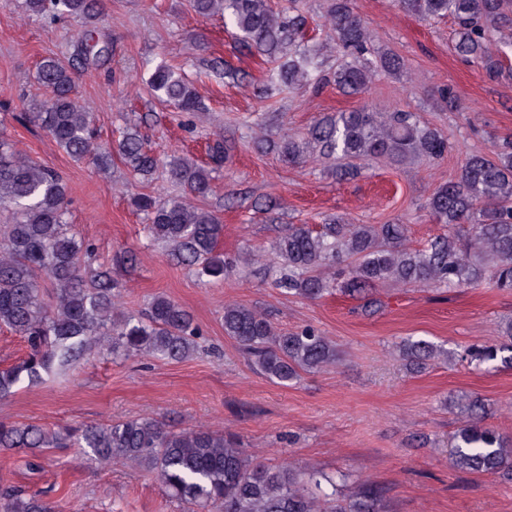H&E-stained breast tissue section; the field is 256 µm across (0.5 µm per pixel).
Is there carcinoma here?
Here are the masks:
<instances>
[{
  "instance_id": "1",
  "label": "carcinoma",
  "mask_w": 512,
  "mask_h": 512,
  "mask_svg": "<svg viewBox=\"0 0 512 512\" xmlns=\"http://www.w3.org/2000/svg\"><path fill=\"white\" fill-rule=\"evenodd\" d=\"M399 7L423 20L451 18L454 49L464 61L476 62L491 80L502 75L503 63L489 52L494 33L512 27V0H397ZM25 12L45 23L61 18L79 21L76 50L70 67L53 58L39 65L38 79L51 96L33 112L16 120L45 130L57 146L77 160L101 169L119 157L141 178L151 175L158 159L133 127L109 146L96 143L93 116L75 97L79 72L110 54L96 38L106 0H23ZM202 17L224 16V25L248 49L267 56L262 92L267 98L305 83L319 87L333 81L349 95L365 91L378 75L397 76L403 57L391 50L374 51L364 21L351 0H328L327 21L336 38L340 62L324 73L312 50L301 44L305 19L278 13L268 0H193ZM153 95L182 112H198L203 104L195 89L170 65H157L148 77ZM289 161L310 148L343 161L342 177L355 175L357 161L383 158L393 165L415 160L441 161L455 150L453 142L421 121L415 112H371L355 108L324 117L310 128L305 141H265ZM169 180L192 196L212 191V170L192 158L168 163ZM0 203L14 208V219L0 224V326L21 336L29 353L19 363L0 369V397L23 380L37 382L56 370L66 371L104 348L126 355L150 353L161 360L182 361L196 351L197 327L182 305L154 296L138 317L113 314L120 284L112 271L93 263V248L78 239L67 224L66 183L52 168L34 163L0 137ZM150 215L152 240L173 247L178 263L200 278L221 279L234 271V261L214 255L224 225L209 211L180 198L158 202L149 196L133 200ZM427 207L448 233L418 250L403 247L408 228L391 224H342L336 219L314 232L290 224L271 251L272 284L306 299L334 292L360 294L378 283L433 288H476L487 283L512 290V140L496 145L494 156L471 154L455 178L438 186ZM464 225L460 236L454 228ZM224 334L254 358L259 371L286 386L303 372L336 361L335 349L318 330L279 331L268 318L242 305L224 307ZM507 343L470 347L472 360L512 365V321L499 327ZM444 348L419 339L407 344L410 364L420 369ZM485 406L470 405L475 419L464 424L450 452L453 467L477 474L512 473V444L495 429L481 424ZM15 448H88L100 463L130 461L151 472L186 512H384L378 490L365 483L359 496L345 501L337 493L319 499L322 482L331 478L270 468L252 461L238 441L224 433L201 429L175 431L147 415L107 424L64 427L0 423V450ZM0 512H57L41 489H10L0 493Z\"/></svg>"
}]
</instances>
